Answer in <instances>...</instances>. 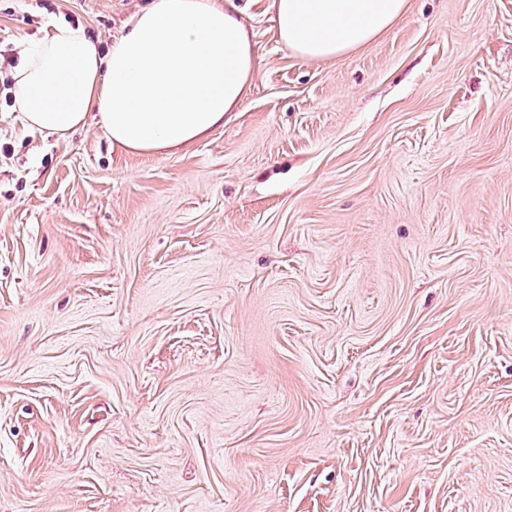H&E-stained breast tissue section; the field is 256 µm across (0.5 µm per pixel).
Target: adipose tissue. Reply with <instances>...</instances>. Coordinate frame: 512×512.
I'll return each instance as SVG.
<instances>
[{
    "label": "adipose tissue",
    "instance_id": "adipose-tissue-1",
    "mask_svg": "<svg viewBox=\"0 0 512 512\" xmlns=\"http://www.w3.org/2000/svg\"><path fill=\"white\" fill-rule=\"evenodd\" d=\"M407 0H271L293 54L325 60L367 44ZM252 33L229 0H150L106 53L81 27L24 45L13 70L29 127L66 136L98 119L114 147L160 154L206 138L246 99Z\"/></svg>",
    "mask_w": 512,
    "mask_h": 512
}]
</instances>
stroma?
<instances>
[{
    "label": "stroma",
    "instance_id": "stroma-1",
    "mask_svg": "<svg viewBox=\"0 0 512 512\" xmlns=\"http://www.w3.org/2000/svg\"><path fill=\"white\" fill-rule=\"evenodd\" d=\"M149 0H0V55ZM166 154L0 92V512H512V0L310 61Z\"/></svg>",
    "mask_w": 512,
    "mask_h": 512
}]
</instances>
